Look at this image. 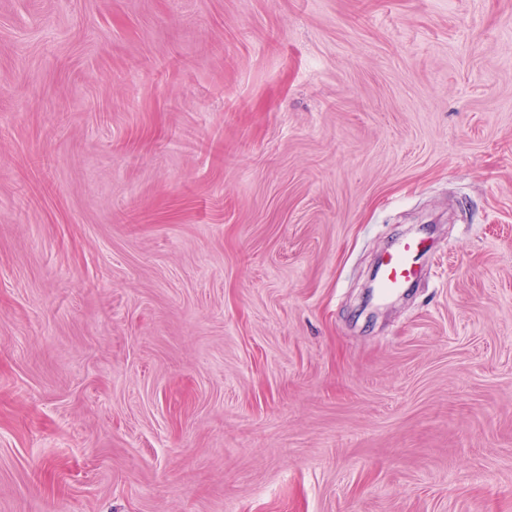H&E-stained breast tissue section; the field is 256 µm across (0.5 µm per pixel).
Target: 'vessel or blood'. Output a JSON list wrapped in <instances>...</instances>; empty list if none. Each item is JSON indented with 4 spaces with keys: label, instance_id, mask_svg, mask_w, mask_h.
<instances>
[{
    "label": "vessel or blood",
    "instance_id": "obj_1",
    "mask_svg": "<svg viewBox=\"0 0 512 512\" xmlns=\"http://www.w3.org/2000/svg\"><path fill=\"white\" fill-rule=\"evenodd\" d=\"M431 251L426 238L407 236L393 250L384 254L378 270L377 290L380 298L398 294L416 282L421 276L423 262Z\"/></svg>",
    "mask_w": 512,
    "mask_h": 512
}]
</instances>
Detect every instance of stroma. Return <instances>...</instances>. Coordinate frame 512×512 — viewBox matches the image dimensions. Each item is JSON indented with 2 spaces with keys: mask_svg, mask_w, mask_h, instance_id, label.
<instances>
[{
  "mask_svg": "<svg viewBox=\"0 0 512 512\" xmlns=\"http://www.w3.org/2000/svg\"><path fill=\"white\" fill-rule=\"evenodd\" d=\"M0 512H512V0H0ZM432 246L422 236L404 237L395 248L383 255L379 270L377 290L381 299L400 293L416 282L422 272L425 258Z\"/></svg>",
  "mask_w": 512,
  "mask_h": 512,
  "instance_id": "35a3bbf8",
  "label": "stroma"
}]
</instances>
